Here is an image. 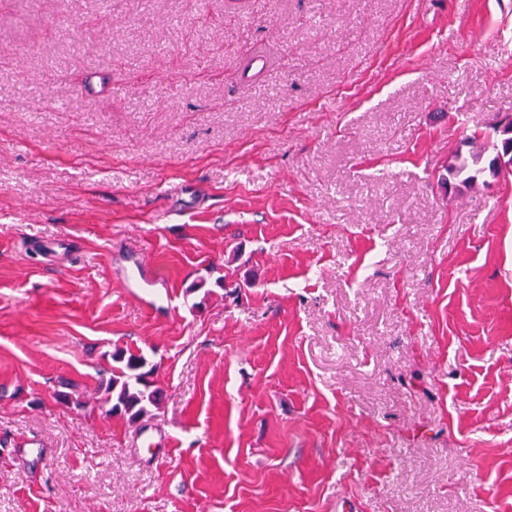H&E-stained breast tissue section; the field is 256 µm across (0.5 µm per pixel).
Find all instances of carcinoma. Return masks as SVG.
Wrapping results in <instances>:
<instances>
[{"label":"carcinoma","instance_id":"obj_1","mask_svg":"<svg viewBox=\"0 0 512 512\" xmlns=\"http://www.w3.org/2000/svg\"><path fill=\"white\" fill-rule=\"evenodd\" d=\"M505 140L506 136L496 129L486 133L482 146L470 154V158L455 156V162L446 168L448 176L442 178V181L446 183L451 177L465 185H474L486 172L494 177L512 175V147ZM489 149L493 150L494 156L488 165L482 166V154ZM112 361L116 366L112 367L111 376L101 382L106 395L105 402L111 404L108 414L134 424L159 406L162 393L152 388V382L149 381L152 370L146 369L147 360L144 355L117 349L112 353Z\"/></svg>","mask_w":512,"mask_h":512}]
</instances>
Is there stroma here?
<instances>
[{"label": "stroma", "instance_id": "obj_1", "mask_svg": "<svg viewBox=\"0 0 512 512\" xmlns=\"http://www.w3.org/2000/svg\"><path fill=\"white\" fill-rule=\"evenodd\" d=\"M508 116L512 0H0V512H512ZM489 129L492 130V132H488L484 135L482 146H480L476 152L470 154L471 162L468 158H461L460 155L455 156V163L450 164L448 168H446L449 177L459 179L460 182L465 185H474L478 178L487 170L492 177H506L512 175V169L510 168L512 164L511 140L510 146L505 143L506 138L510 136H504L502 133L498 132L497 128L494 130L492 127H489ZM489 148H492L495 153L494 156L488 161L487 166H479L482 154ZM500 156L502 158L509 156L508 160L504 161L505 170H502ZM112 374L108 380H101L104 386L105 403L112 405L108 410L111 416H119L134 424L146 416L152 408H158L162 393L152 389L149 378L153 367L144 371L147 360L143 354L130 350L116 349L112 353Z\"/></svg>", "mask_w": 512, "mask_h": 512}]
</instances>
